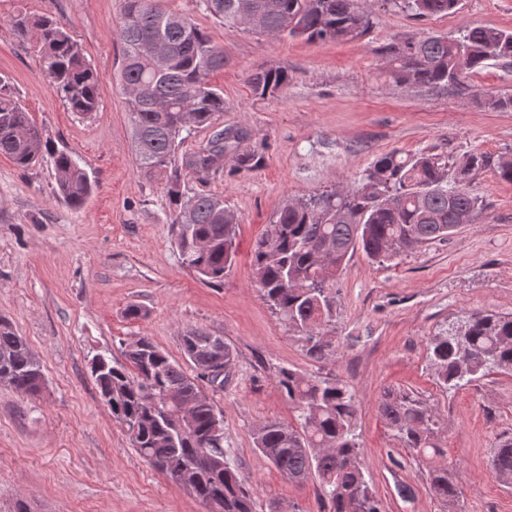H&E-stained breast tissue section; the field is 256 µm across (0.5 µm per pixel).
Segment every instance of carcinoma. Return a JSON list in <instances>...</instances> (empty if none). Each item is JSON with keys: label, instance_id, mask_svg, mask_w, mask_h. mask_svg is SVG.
I'll return each mask as SVG.
<instances>
[{"label": "carcinoma", "instance_id": "1", "mask_svg": "<svg viewBox=\"0 0 512 512\" xmlns=\"http://www.w3.org/2000/svg\"><path fill=\"white\" fill-rule=\"evenodd\" d=\"M217 22L269 37L346 41L364 36L374 24L375 0H197ZM417 18L448 14L459 0H383ZM21 34L36 32L40 66L60 99L80 115L97 111L106 84L87 60L65 24L49 16L21 14L13 19ZM120 43L119 89L125 96L137 170L164 182L172 209L171 224L182 263L207 284L222 285L237 256V216L211 193L188 197L184 180L207 181L234 150L236 168L255 170L264 156L245 149V134L216 126L224 112L222 92L209 83L224 69V48L186 15L168 11L161 0H124L117 27ZM394 79L417 85H457L489 61L512 68V31L466 29L457 37L427 36L391 43L381 49ZM255 96L288 91L283 68H262L248 77ZM212 130L191 150H181L183 121ZM0 155L27 169L44 160L55 173L56 194L72 208L94 190L87 170L66 151L52 149L31 121L9 81L0 76ZM489 166L512 182V155L492 161L468 154L456 165L448 155L422 151L376 156L358 184L288 200L274 215L251 251L254 283L267 305L304 338L307 354L326 361L333 343L320 344L310 330L329 333L334 321L330 290L347 256L361 250L368 258L391 260L422 244L444 241L463 224L475 222L482 201L467 188L472 174ZM450 231L439 232L440 225ZM189 374L149 337L139 336L124 351L125 364L94 358L91 374L98 393L126 430L145 462L187 484L207 512H259L238 464L224 448L223 415L205 384L224 387L213 371L217 356L232 363L224 337L203 328L182 336ZM439 384L459 388L497 370L512 372V316L477 312L451 333L433 337L427 348ZM16 394L36 396L42 388V364L13 325L0 318V377ZM276 381L297 412L296 425L266 420L254 431L255 447L288 480L318 481L327 512H382L366 479L357 429L354 393L336 378L312 379L281 367ZM378 410L394 435L428 461L429 491L443 505H457L461 488L445 465L436 438V415L408 394L389 391ZM496 477L512 484V438L493 448Z\"/></svg>", "mask_w": 512, "mask_h": 512}]
</instances>
